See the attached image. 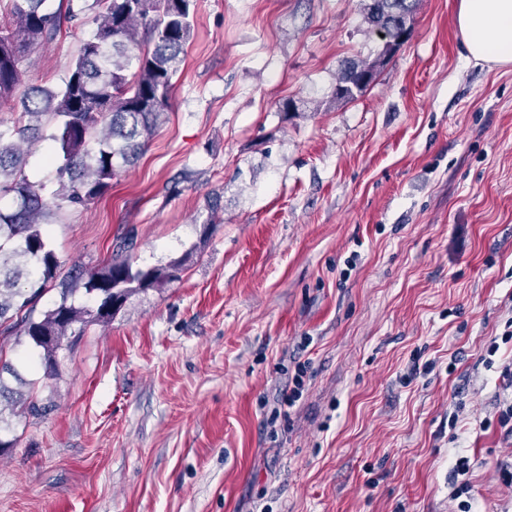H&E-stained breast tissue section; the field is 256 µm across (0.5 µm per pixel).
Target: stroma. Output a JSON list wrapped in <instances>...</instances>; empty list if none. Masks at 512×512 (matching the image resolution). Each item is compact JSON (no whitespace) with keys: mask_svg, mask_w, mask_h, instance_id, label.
Segmentation results:
<instances>
[{"mask_svg":"<svg viewBox=\"0 0 512 512\" xmlns=\"http://www.w3.org/2000/svg\"><path fill=\"white\" fill-rule=\"evenodd\" d=\"M457 7L422 0L338 105L341 63L383 45L360 0H198L165 122L50 235L65 272L127 233L153 267L198 243L211 193L222 221L56 376L0 340L45 408L5 431L0 512H457L461 456L472 512H512L495 418L512 341L487 351L512 334V66L468 59ZM90 31L36 50L28 84L58 87Z\"/></svg>","mask_w":512,"mask_h":512,"instance_id":"1","label":"stroma"}]
</instances>
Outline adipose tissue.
Wrapping results in <instances>:
<instances>
[{
  "label": "adipose tissue",
  "instance_id": "1",
  "mask_svg": "<svg viewBox=\"0 0 512 512\" xmlns=\"http://www.w3.org/2000/svg\"><path fill=\"white\" fill-rule=\"evenodd\" d=\"M457 23L470 59L512 64V0H459Z\"/></svg>",
  "mask_w": 512,
  "mask_h": 512
}]
</instances>
